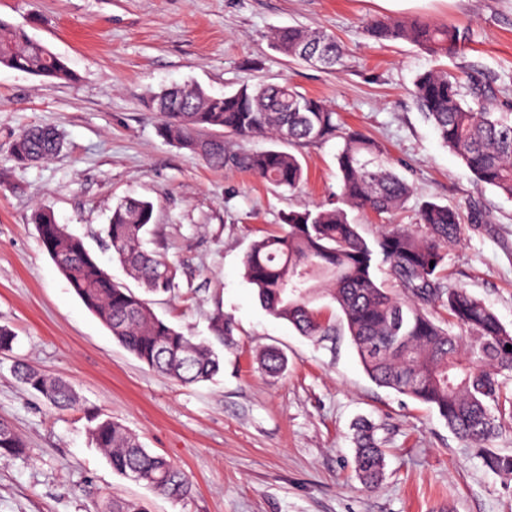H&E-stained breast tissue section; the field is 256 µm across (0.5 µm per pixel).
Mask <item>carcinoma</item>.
Masks as SVG:
<instances>
[{
    "label": "carcinoma",
    "instance_id": "carcinoma-1",
    "mask_svg": "<svg viewBox=\"0 0 512 512\" xmlns=\"http://www.w3.org/2000/svg\"><path fill=\"white\" fill-rule=\"evenodd\" d=\"M377 42L407 41L433 56L458 54L469 29L422 17L375 20L366 27ZM276 51L293 61L333 68L345 47L322 29L283 27L270 35ZM0 67L36 76L73 81L76 74L48 46L17 25L0 19ZM466 99L456 74L429 70L416 76L412 95L433 124L441 142L475 177L512 198V99L498 96L491 84L469 77ZM148 111L161 117L159 135L168 143L200 156L219 169H245L287 191L304 182L299 159L270 147L253 151L255 138L273 143L321 141L336 135L335 112L322 99L288 84H243L232 94L211 95L192 84H173L150 96ZM63 147L52 128L17 133L11 143L21 165L53 158ZM339 204L290 211L281 218L282 233L254 241L243 265L246 280L272 317L291 324L318 343L334 327L314 303L328 298L355 346L368 376L378 385L435 409L458 437L472 444L483 466L512 479V454L489 447L512 418V331L483 301L462 287L444 282L441 270L448 246L461 242L465 225L458 211L432 201L418 209L412 228L396 226L368 242L341 205L378 216L391 215L413 194L381 146L356 131L346 133L337 155ZM153 204L126 199L112 209L104 228L112 256L149 292L179 287L178 267L147 251L144 233ZM41 243L83 304L112 336L150 369L182 384L215 376L221 354L209 342L188 336L159 318L149 303L116 285L86 249L83 240L57 222L54 213L37 208L31 215ZM389 266L395 287H381L374 276L376 256ZM448 310L441 321L435 308ZM213 335L222 342L233 336L231 320L212 318ZM261 368L280 375L287 365L273 348L260 355ZM20 382L57 409L77 403L72 387L39 371L21 367ZM92 442L117 474L169 499L192 492L189 477L169 460L144 448L136 435L110 418H90ZM377 426L362 423L356 434L355 472L371 489L384 463ZM30 456V449L10 426L0 422V458ZM101 512H146L138 503L114 499Z\"/></svg>",
    "mask_w": 512,
    "mask_h": 512
}]
</instances>
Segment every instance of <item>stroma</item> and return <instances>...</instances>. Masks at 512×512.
Listing matches in <instances>:
<instances>
[{
	"label": "stroma",
	"mask_w": 512,
	"mask_h": 512,
	"mask_svg": "<svg viewBox=\"0 0 512 512\" xmlns=\"http://www.w3.org/2000/svg\"><path fill=\"white\" fill-rule=\"evenodd\" d=\"M424 17L468 27L458 57H434L407 42L365 33L377 18ZM0 19L24 27L77 75L64 82L0 68V324L17 341L0 352V421L33 453L0 459V512H100L107 498L143 501L148 512H512V481L488 471L435 409L377 385L346 330L313 343L270 316L244 277L243 260L281 215L335 201L342 135L377 140L415 192L391 215H348L365 239L386 225L412 226L434 201L487 223L450 246L443 277L490 306L512 329V199L480 184L417 108L419 72H479L512 86V0H0ZM323 29L346 49L323 69L272 49L270 31ZM192 83L212 95L243 84L286 83L324 99L339 136L289 145L306 183L286 192L239 170L217 171L158 134L149 93ZM61 131L62 154L30 165L10 150L12 133ZM131 197L154 205L148 247L179 267V287L149 295L154 312L182 333L210 336L214 313L234 324L224 369L184 386L130 354L75 295L43 248L30 216L51 209L83 238L117 282L141 292L98 233ZM282 350L273 378L259 352ZM25 362L72 385L79 402L50 406L14 374ZM109 416L189 476L172 500L113 472L88 434ZM378 427L385 474L364 489L354 472V425Z\"/></svg>",
	"instance_id": "1"
}]
</instances>
